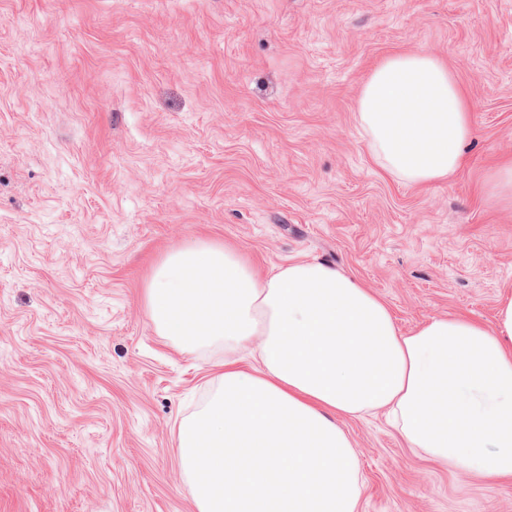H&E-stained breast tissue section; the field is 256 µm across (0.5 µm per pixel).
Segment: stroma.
<instances>
[{
	"instance_id": "stroma-1",
	"label": "stroma",
	"mask_w": 512,
	"mask_h": 512,
	"mask_svg": "<svg viewBox=\"0 0 512 512\" xmlns=\"http://www.w3.org/2000/svg\"><path fill=\"white\" fill-rule=\"evenodd\" d=\"M432 51L466 162L418 187L358 124L387 56ZM512 0H0V512H195L174 448L223 353L158 336L153 263L197 239L256 270L320 261L409 332L512 294ZM357 512H512L485 483L346 418ZM491 172L489 200L495 202L499 198H507L510 195L512 199V159L499 162Z\"/></svg>"
}]
</instances>
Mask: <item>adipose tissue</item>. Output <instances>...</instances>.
<instances>
[{
    "instance_id": "adipose-tissue-1",
    "label": "adipose tissue",
    "mask_w": 512,
    "mask_h": 512,
    "mask_svg": "<svg viewBox=\"0 0 512 512\" xmlns=\"http://www.w3.org/2000/svg\"><path fill=\"white\" fill-rule=\"evenodd\" d=\"M358 122L377 164L414 185L452 176L473 135L459 83L428 51L372 72ZM144 303L172 343L224 346L213 393L174 441L197 512H356L359 463L340 421L379 410L409 447L512 481V298L491 329L454 315L404 333L335 267L263 276L240 250L196 240L155 262Z\"/></svg>"
}]
</instances>
